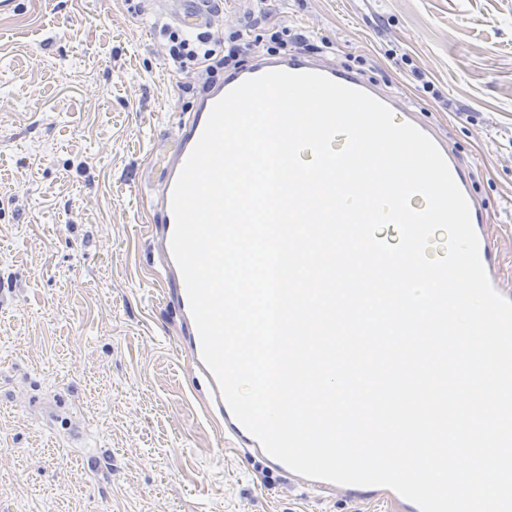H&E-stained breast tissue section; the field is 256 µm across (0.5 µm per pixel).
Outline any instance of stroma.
<instances>
[{
    "instance_id": "1",
    "label": "stroma",
    "mask_w": 512,
    "mask_h": 512,
    "mask_svg": "<svg viewBox=\"0 0 512 512\" xmlns=\"http://www.w3.org/2000/svg\"><path fill=\"white\" fill-rule=\"evenodd\" d=\"M214 6L227 33L263 10L328 41L337 67L422 109L512 275V0ZM158 21L138 0H19L0 18V485L24 489L0 512H385L242 456L202 415L141 221L152 139L201 93Z\"/></svg>"
}]
</instances>
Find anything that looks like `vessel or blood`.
Here are the masks:
<instances>
[{
  "label": "vessel or blood",
  "mask_w": 512,
  "mask_h": 512,
  "mask_svg": "<svg viewBox=\"0 0 512 512\" xmlns=\"http://www.w3.org/2000/svg\"><path fill=\"white\" fill-rule=\"evenodd\" d=\"M141 7L155 12L166 24L175 25L190 34L215 30L219 19L213 0H141ZM273 70L318 72L340 84L363 90L388 105L396 122L412 123L434 139L469 202L472 223L479 238L480 258L489 278L502 296L512 300V279L501 274L497 261L501 236L494 230L482 200L473 189L472 173L460 163L447 140L440 137L435 128L422 119L418 110L407 105L398 96L386 93L380 86L358 73L336 67L326 56L303 53L274 56L254 54L249 67L211 85L198 97L193 111L186 119L180 120L173 128L164 130L162 137L154 140L141 169L142 178L148 182L143 211L155 219L150 233L153 254L165 274L166 282L174 286V303L184 343L191 352V367L205 385V415L216 432L228 433L233 447L249 456L262 454L263 449L233 417L214 375L201 358V339L191 317L184 281L170 247L175 227L170 198L181 169L199 140L215 102L244 80Z\"/></svg>",
  "instance_id": "obj_1"
}]
</instances>
